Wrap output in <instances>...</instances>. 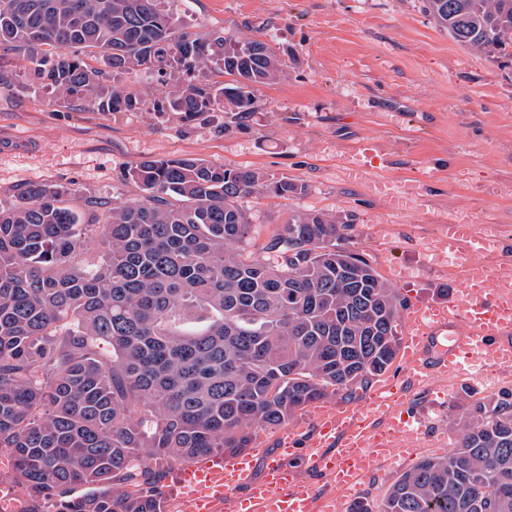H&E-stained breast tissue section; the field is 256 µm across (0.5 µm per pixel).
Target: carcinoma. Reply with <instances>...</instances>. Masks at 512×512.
<instances>
[{
    "mask_svg": "<svg viewBox=\"0 0 512 512\" xmlns=\"http://www.w3.org/2000/svg\"><path fill=\"white\" fill-rule=\"evenodd\" d=\"M424 3L461 45L512 49V0ZM160 4L0 0V49L99 112L137 108L117 82L130 71L185 73L160 111L241 124L286 62L250 37L189 33ZM124 179L132 202L76 210L69 189L45 183L0 199V454L40 507L23 512H168L162 463L242 453L397 355L405 302L344 246L348 216L298 212L256 245L240 200L305 184L197 157L143 159ZM457 425L448 454L349 512H512V391Z\"/></svg>",
    "mask_w": 512,
    "mask_h": 512,
    "instance_id": "1",
    "label": "carcinoma"
}]
</instances>
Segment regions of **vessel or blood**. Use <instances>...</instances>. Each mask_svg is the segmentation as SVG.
<instances>
[{"label": "vessel or blood", "mask_w": 512, "mask_h": 512, "mask_svg": "<svg viewBox=\"0 0 512 512\" xmlns=\"http://www.w3.org/2000/svg\"><path fill=\"white\" fill-rule=\"evenodd\" d=\"M442 244L431 264L453 271L456 286L438 301L409 303L402 315L400 357L410 377L421 378L428 371L422 340L437 337V366L447 374L453 392L462 377L474 376L486 354L499 353L500 365L512 369V291L492 286L489 277L475 276L473 257L485 253V244L471 225L449 223ZM459 323L464 326L460 332L455 329ZM404 396L403 389L385 380L356 407L326 401L313 405L318 436L307 453L312 465L335 483V492L319 493L278 460L269 462L263 480L256 482L250 453L205 456L185 471L187 512H238L244 501L250 512H347L349 495L368 473V459L393 447L398 430L422 431L408 419H392Z\"/></svg>", "instance_id": "vessel-or-blood-1"}]
</instances>
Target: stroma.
<instances>
[{
	"label": "stroma",
	"instance_id": "stroma-1",
	"mask_svg": "<svg viewBox=\"0 0 512 512\" xmlns=\"http://www.w3.org/2000/svg\"><path fill=\"white\" fill-rule=\"evenodd\" d=\"M165 8L189 31L267 42L286 61V76L256 87L254 113L228 130L220 112L190 120L157 111L171 81L151 72L123 76L140 97L131 112L50 100L26 56L11 54L23 78L0 86V199L42 182L67 187L76 208L89 199L133 200L128 165L199 157L305 183L300 197L243 199L258 241L299 211L351 215L349 249L409 301L448 294V275L430 270L425 251L445 221L497 225L512 252V58L460 45L423 0H167ZM364 141L376 153L359 157L358 175H346L337 153ZM378 224L387 230L380 251L371 239ZM403 269L410 281L398 280ZM505 390L512 371L452 398L433 382L411 387L400 412L424 415L428 451L376 461L362 497L381 501L423 456L446 453L460 437L457 419Z\"/></svg>",
	"mask_w": 512,
	"mask_h": 512
}]
</instances>
